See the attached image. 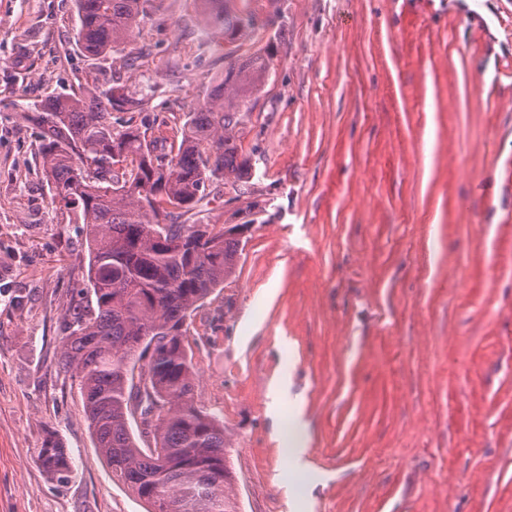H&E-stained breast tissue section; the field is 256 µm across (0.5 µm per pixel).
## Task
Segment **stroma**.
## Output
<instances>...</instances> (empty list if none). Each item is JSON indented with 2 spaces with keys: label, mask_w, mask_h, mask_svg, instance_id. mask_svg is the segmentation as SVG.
<instances>
[{
  "label": "stroma",
  "mask_w": 512,
  "mask_h": 512,
  "mask_svg": "<svg viewBox=\"0 0 512 512\" xmlns=\"http://www.w3.org/2000/svg\"><path fill=\"white\" fill-rule=\"evenodd\" d=\"M433 3L235 0L266 23L244 41L206 27L203 0H148L92 58L75 0H0V512L146 510L61 364L89 252L30 109L118 75L172 140L225 56L266 46L237 129L251 191L182 218L245 227L187 336L239 512H512V38L470 27L512 0ZM278 376L283 412L309 425L298 467L267 413ZM52 435L73 454L63 481L38 458Z\"/></svg>",
  "instance_id": "35a3bbf8"
}]
</instances>
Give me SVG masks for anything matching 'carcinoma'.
Wrapping results in <instances>:
<instances>
[{
    "label": "carcinoma",
    "mask_w": 512,
    "mask_h": 512,
    "mask_svg": "<svg viewBox=\"0 0 512 512\" xmlns=\"http://www.w3.org/2000/svg\"><path fill=\"white\" fill-rule=\"evenodd\" d=\"M148 0H76L78 40L99 57L125 43ZM207 22L232 39L255 31L252 14L232 0H204ZM271 52L224 61V79L191 112L174 147L139 125H112L114 112H139L145 98L113 81L100 92L52 95L31 115L54 198L87 227L88 279L95 304L73 307L62 360L84 400L96 448L113 481L147 512H238L229 496L224 422L194 404L195 370L186 321L235 271L245 224L217 232L179 224L207 188L231 184L250 193L251 159L236 137L237 102L257 88ZM161 343L150 356L145 347ZM150 377L142 411L152 414L154 447L131 427L130 374L142 360ZM39 460L53 477L71 471L63 446L48 440Z\"/></svg>",
    "instance_id": "1"
}]
</instances>
